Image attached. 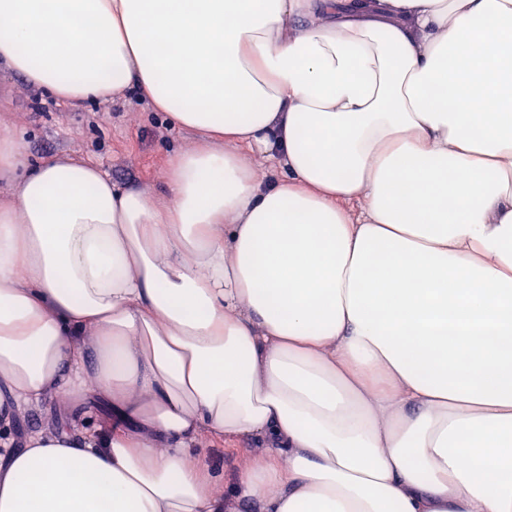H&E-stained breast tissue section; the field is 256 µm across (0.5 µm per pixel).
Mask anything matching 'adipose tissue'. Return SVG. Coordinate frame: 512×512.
Returning a JSON list of instances; mask_svg holds the SVG:
<instances>
[{"instance_id":"1","label":"adipose tissue","mask_w":512,"mask_h":512,"mask_svg":"<svg viewBox=\"0 0 512 512\" xmlns=\"http://www.w3.org/2000/svg\"><path fill=\"white\" fill-rule=\"evenodd\" d=\"M0 19L32 86L199 135L160 207L0 128V512H512V0ZM251 437L231 493L192 461Z\"/></svg>"}]
</instances>
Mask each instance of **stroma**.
<instances>
[{
  "instance_id": "35a3bbf8",
  "label": "stroma",
  "mask_w": 512,
  "mask_h": 512,
  "mask_svg": "<svg viewBox=\"0 0 512 512\" xmlns=\"http://www.w3.org/2000/svg\"><path fill=\"white\" fill-rule=\"evenodd\" d=\"M0 128L16 133L32 158L58 154L99 161L113 181L160 188L166 158L191 149L194 133L169 126L136 95L73 110L0 63Z\"/></svg>"
}]
</instances>
